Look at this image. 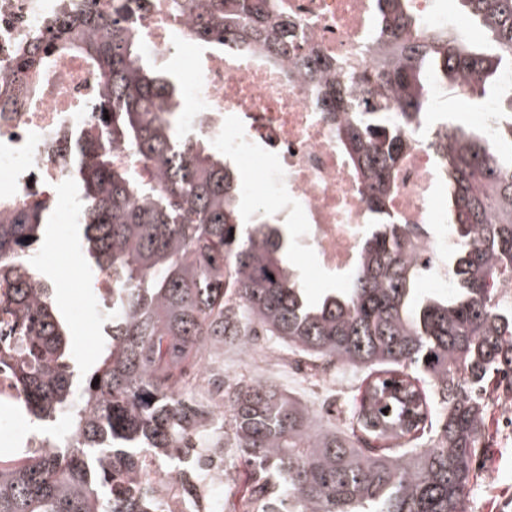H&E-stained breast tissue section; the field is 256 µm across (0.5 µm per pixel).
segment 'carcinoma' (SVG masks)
Wrapping results in <instances>:
<instances>
[{
	"instance_id": "1",
	"label": "carcinoma",
	"mask_w": 512,
	"mask_h": 512,
	"mask_svg": "<svg viewBox=\"0 0 512 512\" xmlns=\"http://www.w3.org/2000/svg\"><path fill=\"white\" fill-rule=\"evenodd\" d=\"M149 2L88 0L54 19L23 60L77 52L99 77L102 134L66 141L60 154L83 186L87 253L112 288L99 365L76 383L52 288L33 264L52 206L0 211V377L28 416L71 422L67 437L0 452V512H162L152 465L190 448L201 461L223 453L209 438L217 420L250 468L243 512H465L491 408L512 394V306L497 288L512 279V93L502 88L512 0H456L490 35L479 47L446 24L423 26L412 0H375L372 69L307 61L371 216L354 267L318 298L288 263L272 214L243 201L229 157L182 131L176 77L146 59L131 21ZM171 9L190 14L196 41L225 52L279 62L295 50L294 22L273 0ZM436 83L495 98L492 131L431 122ZM414 144L437 154L446 190L445 294H419L426 268L412 230L386 210ZM260 332L315 372H365L344 428L316 425L309 406L257 381L227 387L217 413L186 402L194 366Z\"/></svg>"
}]
</instances>
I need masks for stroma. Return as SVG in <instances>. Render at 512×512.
<instances>
[{"mask_svg": "<svg viewBox=\"0 0 512 512\" xmlns=\"http://www.w3.org/2000/svg\"><path fill=\"white\" fill-rule=\"evenodd\" d=\"M80 224H64L50 217L37 246L38 265L48 277L57 306L69 319L74 345L68 362L81 373L98 364L99 346L106 335L102 315L109 301L100 271L86 262L81 250ZM268 359L259 380L276 385L286 394L318 408L321 394L308 384L286 348L275 338L261 337ZM490 446L478 458V477L472 483L466 512H512V400L496 406L490 421Z\"/></svg>", "mask_w": 512, "mask_h": 512, "instance_id": "35a3bbf8", "label": "stroma"}]
</instances>
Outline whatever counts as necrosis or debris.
Segmentation results:
<instances>
[{
  "label": "necrosis or debris",
  "instance_id": "1",
  "mask_svg": "<svg viewBox=\"0 0 512 512\" xmlns=\"http://www.w3.org/2000/svg\"><path fill=\"white\" fill-rule=\"evenodd\" d=\"M80 0H0V206L21 204L34 192L51 200L59 217L75 214L79 196L67 188L58 141L98 134L91 114L97 77L77 54L57 56L50 67L17 73L27 46L43 38L59 8ZM292 19L298 48L288 61L203 50L192 19L171 12L168 0H151L135 22L143 53L158 66L177 62L183 78L186 126L203 128L239 161L257 148L276 162L258 193L297 232V250L313 253L320 268L349 272L368 222L366 199L336 142L335 124L319 111L318 89L303 78L304 58H346L356 68L376 58L373 0H277ZM435 153L413 147L404 157L387 208L416 231L415 254L430 274L446 277L440 257L449 247L436 226Z\"/></svg>",
  "mask_w": 512,
  "mask_h": 512
}]
</instances>
